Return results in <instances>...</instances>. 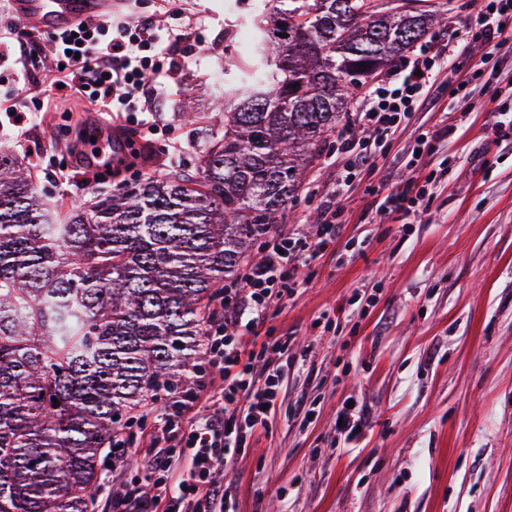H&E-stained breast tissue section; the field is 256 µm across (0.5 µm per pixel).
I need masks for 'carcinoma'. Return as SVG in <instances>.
Returning a JSON list of instances; mask_svg holds the SVG:
<instances>
[{"mask_svg": "<svg viewBox=\"0 0 512 512\" xmlns=\"http://www.w3.org/2000/svg\"><path fill=\"white\" fill-rule=\"evenodd\" d=\"M356 6L266 0L224 84V134L178 113L206 143L192 171L64 208L0 152V512H89L112 432L186 381L211 302L282 223L356 94L439 22Z\"/></svg>", "mask_w": 512, "mask_h": 512, "instance_id": "obj_1", "label": "carcinoma"}]
</instances>
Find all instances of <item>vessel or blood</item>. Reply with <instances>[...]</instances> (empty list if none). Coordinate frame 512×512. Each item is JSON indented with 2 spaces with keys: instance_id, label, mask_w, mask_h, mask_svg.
<instances>
[{
  "instance_id": "vessel-or-blood-1",
  "label": "vessel or blood",
  "mask_w": 512,
  "mask_h": 512,
  "mask_svg": "<svg viewBox=\"0 0 512 512\" xmlns=\"http://www.w3.org/2000/svg\"><path fill=\"white\" fill-rule=\"evenodd\" d=\"M11 8L29 28L56 31L108 17L112 0H11Z\"/></svg>"
}]
</instances>
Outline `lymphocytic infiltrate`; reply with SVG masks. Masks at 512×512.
Wrapping results in <instances>:
<instances>
[{
    "label": "lymphocytic infiltrate",
    "mask_w": 512,
    "mask_h": 512,
    "mask_svg": "<svg viewBox=\"0 0 512 512\" xmlns=\"http://www.w3.org/2000/svg\"><path fill=\"white\" fill-rule=\"evenodd\" d=\"M173 38V33L148 21L80 23L52 36L55 58L63 66L58 81L75 97L100 104L103 111H132L149 88L159 87L162 59ZM471 39L497 45L511 42L512 0H482L476 15L454 31L447 47L453 52ZM445 62V57L430 54L427 48L415 49L357 102L353 121L367 135L341 140L346 161L332 190L334 203L323 211L315 235L304 240L276 231L265 240L261 259L247 265L224 290L223 326L205 332L204 353L216 375L196 392L171 394L167 404L155 411L152 447L179 445L190 459L187 474L171 478L167 459L157 457L153 496L143 497L132 485L123 494V505L133 512H236L235 484L217 482L213 474L240 452L245 434L267 429L278 408L283 378L277 357L289 343L285 336L259 341L256 328L270 310L280 308L308 284L311 262L336 245L344 224L345 195L363 166L384 155L416 104L432 97ZM468 85V79L457 80L439 123L417 135L406 170H413L421 157L433 154L437 143L454 133V116L468 101ZM376 192L375 212L380 218L406 220L428 190L421 184L410 193L396 192L383 180Z\"/></svg>",
    "instance_id": "f902f5d3"
}]
</instances>
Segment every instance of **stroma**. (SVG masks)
I'll use <instances>...</instances> for the list:
<instances>
[{"label":"stroma","instance_id":"1","mask_svg":"<svg viewBox=\"0 0 512 512\" xmlns=\"http://www.w3.org/2000/svg\"><path fill=\"white\" fill-rule=\"evenodd\" d=\"M415 5L448 14L424 41L437 51L480 0ZM262 8V0H122L118 14L161 22L180 38L169 47L167 91L114 120L57 89L49 33L0 0V151L32 166L39 193L67 206L145 173L194 166L205 143L176 114L190 106L223 128L212 101L224 92L227 48ZM465 74L470 111L414 172L432 182V196L409 223L379 220L373 189L384 177L406 190L418 130L437 122L449 80ZM437 86L435 105L410 115L376 176L350 193L335 252L315 260L306 288L258 328L261 339L291 342L268 430L215 472L234 481L238 512H512V133L495 130L500 111L512 112V44H469ZM336 148L329 140L308 172L283 231L315 233L312 218L336 181ZM325 310L339 313L326 328L315 323ZM349 398L369 410L351 445L335 426ZM123 455L102 463L95 512H117L124 484L152 488L147 442Z\"/></svg>","mask_w":512,"mask_h":512}]
</instances>
